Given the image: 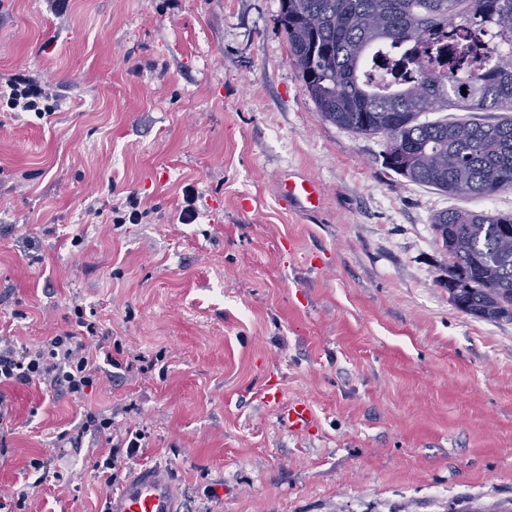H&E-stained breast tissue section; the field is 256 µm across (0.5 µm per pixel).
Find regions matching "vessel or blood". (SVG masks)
I'll return each instance as SVG.
<instances>
[{"mask_svg":"<svg viewBox=\"0 0 512 512\" xmlns=\"http://www.w3.org/2000/svg\"><path fill=\"white\" fill-rule=\"evenodd\" d=\"M281 200L289 206L312 211L320 206L321 194L311 180L287 179L281 185ZM289 430H311L314 416L302 400L287 404L281 412ZM182 499L175 482L161 467L145 466L131 474L105 502V512H181Z\"/></svg>","mask_w":512,"mask_h":512,"instance_id":"1","label":"vessel or blood"}]
</instances>
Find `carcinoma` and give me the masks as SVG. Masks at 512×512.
Returning <instances> with one entry per match:
<instances>
[{"label":"carcinoma","instance_id":"carcinoma-1","mask_svg":"<svg viewBox=\"0 0 512 512\" xmlns=\"http://www.w3.org/2000/svg\"><path fill=\"white\" fill-rule=\"evenodd\" d=\"M289 60L324 120L384 140L385 166L410 182L460 198L512 188V118L422 121L427 112H493L512 107V51L475 59L462 44L448 71L424 70L396 91L363 73L382 43L415 41L427 54L459 23L492 28L512 43V0H280ZM443 287L456 309L512 321V213H435Z\"/></svg>","mask_w":512,"mask_h":512}]
</instances>
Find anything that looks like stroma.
<instances>
[{"label":"stroma","instance_id":"1","mask_svg":"<svg viewBox=\"0 0 512 512\" xmlns=\"http://www.w3.org/2000/svg\"><path fill=\"white\" fill-rule=\"evenodd\" d=\"M280 0H0V85L57 86L54 114L0 111V336L97 326L86 399L5 384L0 487L26 512H100L140 464L184 512H512V323L438 285V211L512 213L387 169L383 140L322 119L288 58ZM322 191L283 208L279 178ZM199 194L178 221L183 189ZM136 197L148 214L113 224ZM118 366H111L109 353ZM308 401L289 431L264 390ZM146 433L32 459L84 409ZM38 484L32 483L30 489L32 492L27 491V488L23 489H0V511L1 512H18L24 511L26 501L29 499V495H33Z\"/></svg>","mask_w":512,"mask_h":512}]
</instances>
